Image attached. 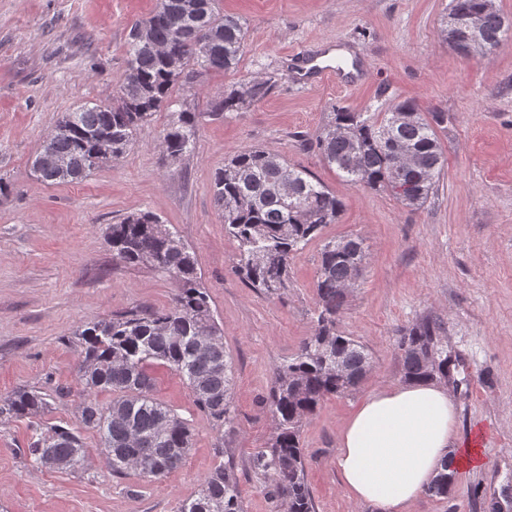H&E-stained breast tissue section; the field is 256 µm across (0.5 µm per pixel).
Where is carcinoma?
I'll use <instances>...</instances> for the list:
<instances>
[{
	"instance_id": "1",
	"label": "carcinoma",
	"mask_w": 512,
	"mask_h": 512,
	"mask_svg": "<svg viewBox=\"0 0 512 512\" xmlns=\"http://www.w3.org/2000/svg\"><path fill=\"white\" fill-rule=\"evenodd\" d=\"M196 13L183 0H157L144 22L130 28L127 68L115 101L84 105L59 121L53 148L73 161V174L37 168L45 183L81 181L97 163L92 157L100 140H112V160L130 150L154 114L172 106L175 88L191 90L187 77L238 69L245 39L241 20L219 13L218 0H202ZM448 15L482 20L477 36L497 48L509 27L500 10L487 0H451ZM148 29L150 40L133 31ZM269 81L252 78L211 103L209 115L236 112L245 103L265 99ZM445 113L425 115L402 102L387 112H349L333 107V117L315 138L323 161L349 185L390 191L403 204L421 208L437 191L445 159L436 135ZM200 114L188 109L169 113L162 133L165 155L178 159L194 152ZM213 200L224 220V234L238 244V272L255 291L279 297L288 288L290 255L322 235L338 221L342 201L301 166L262 149L238 151L212 176ZM108 243L119 260L148 265L177 283L170 305L158 310H130L110 320L82 326L75 332L81 350L77 373L83 400L72 425L38 420L50 403L46 394L19 388L0 398V418H32L27 453L38 467L72 470L85 461L81 430L91 429L112 472L129 471L145 479L178 469L190 448L189 424L152 396L148 367L157 363L178 374L190 389L196 407L224 435L234 431L233 366L197 271L195 253L179 233L152 212L128 215L110 227ZM366 254L358 237L329 239L321 249L316 283L317 318L298 351L272 368L268 398L274 422L270 446L256 451L250 468L267 480V494L276 508L314 512L300 445V428L324 398L355 386L372 366L366 347L336 332L347 287L359 277ZM440 326L423 322L400 340L404 375L409 380L447 379L448 355L437 348ZM198 336L215 341L195 346ZM106 391L113 399L102 403ZM453 474L441 472L428 487L435 496L448 494ZM178 512H243L239 480L233 464L220 463L204 479L197 498Z\"/></svg>"
}]
</instances>
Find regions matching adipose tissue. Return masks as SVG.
<instances>
[{
    "mask_svg": "<svg viewBox=\"0 0 512 512\" xmlns=\"http://www.w3.org/2000/svg\"><path fill=\"white\" fill-rule=\"evenodd\" d=\"M456 404L447 386L432 381L368 393L337 433L345 492L377 512H408L443 470L483 467L475 443L456 442Z\"/></svg>",
    "mask_w": 512,
    "mask_h": 512,
    "instance_id": "obj_1",
    "label": "adipose tissue"
}]
</instances>
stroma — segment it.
<instances>
[{
  "mask_svg": "<svg viewBox=\"0 0 512 512\" xmlns=\"http://www.w3.org/2000/svg\"><path fill=\"white\" fill-rule=\"evenodd\" d=\"M451 0H220L246 41L237 70L175 91L201 112L193 154L162 157L168 121L156 113L120 160L87 179L49 185L33 163L64 113L111 104L126 70L133 22L156 0H0V396L19 387L47 393L50 422H74L83 385L74 372L76 329L134 308L168 306L176 284L112 255L106 235L126 215L150 211L195 252L211 307L234 359L235 431L229 440L245 512H273L249 466L273 432L264 401L272 367L310 334L324 240L364 241L367 260L336 323L365 345L372 367L353 388L320 402L301 429L315 512H375L351 499L336 473L337 432L370 391L404 383L399 340L417 324H440L455 363L456 436L478 440L484 468L455 475L448 495L422 494L409 512H490L512 492V39L464 57L440 33ZM365 60L357 86L297 79L296 50ZM272 79L260 102L223 118L210 104L249 77ZM411 101L447 113L439 188L413 210L389 192L341 181L310 139L334 106L385 112ZM246 148L269 150L307 169L343 202L337 223L289 259L281 297L249 288L236 242L210 191L214 171ZM154 397L186 419L193 444L180 469L153 480L113 474L93 431L84 466L39 468L26 458V421L0 422V512H177L217 465L218 432L181 378L152 365Z\"/></svg>",
  "mask_w": 512,
  "mask_h": 512,
  "instance_id": "35a3bbf8",
  "label": "stroma"
}]
</instances>
